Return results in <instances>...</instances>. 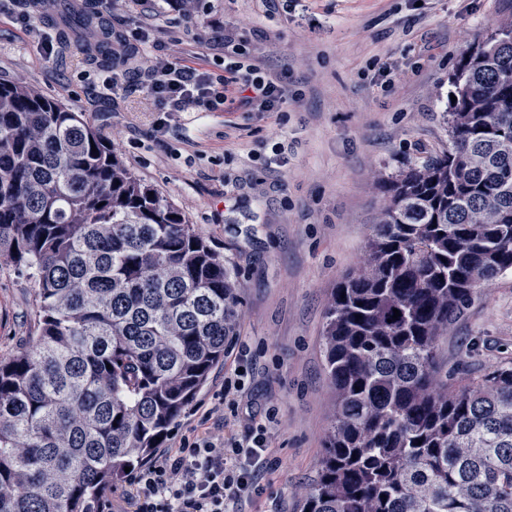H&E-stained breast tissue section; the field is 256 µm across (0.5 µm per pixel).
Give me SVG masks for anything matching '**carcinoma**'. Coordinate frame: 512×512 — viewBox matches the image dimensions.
<instances>
[{
  "mask_svg": "<svg viewBox=\"0 0 512 512\" xmlns=\"http://www.w3.org/2000/svg\"><path fill=\"white\" fill-rule=\"evenodd\" d=\"M65 22L112 61L100 19ZM452 84L448 147L384 181L328 306L335 417L308 512H512V366L454 386L435 350L512 270V39L473 47ZM0 261L35 284L30 342L0 360V512H99L224 358V257L81 113L1 80Z\"/></svg>",
  "mask_w": 512,
  "mask_h": 512,
  "instance_id": "carcinoma-1",
  "label": "carcinoma"
}]
</instances>
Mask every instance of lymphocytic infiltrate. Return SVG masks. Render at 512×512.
Instances as JSON below:
<instances>
[{
	"label": "lymphocytic infiltrate",
	"mask_w": 512,
	"mask_h": 512,
	"mask_svg": "<svg viewBox=\"0 0 512 512\" xmlns=\"http://www.w3.org/2000/svg\"><path fill=\"white\" fill-rule=\"evenodd\" d=\"M232 39L224 41V80L189 64L180 52L150 59L143 89L162 112H206L234 104L245 112H278L286 102L279 78L240 61ZM266 425L243 439L205 437L164 449L133 479L135 512H230L259 473L275 461L266 447Z\"/></svg>",
	"instance_id": "obj_1"
}]
</instances>
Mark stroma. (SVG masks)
<instances>
[{
  "mask_svg": "<svg viewBox=\"0 0 512 512\" xmlns=\"http://www.w3.org/2000/svg\"><path fill=\"white\" fill-rule=\"evenodd\" d=\"M99 10L98 0H88ZM293 9L260 0H110L105 21L135 31L154 15L158 48L184 39L189 56L224 73V39L280 77L279 112L157 111L130 67L113 95L112 70L59 36L55 15L24 24L0 11V79H19L85 115L126 165L195 224L230 271L238 317L224 359L171 427L166 447L215 432L241 439L268 427L276 461L236 512H302L334 414L323 336L337 282L356 271L392 175L448 145L451 76L459 59L512 20V0H309ZM59 37L46 59L42 32ZM33 284L0 264V358L25 343ZM439 351L479 375L512 366V270L474 293ZM238 372L248 403L224 423L203 420L224 376Z\"/></svg>",
  "mask_w": 512,
  "mask_h": 512,
  "instance_id": "obj_1",
  "label": "stroma"
}]
</instances>
